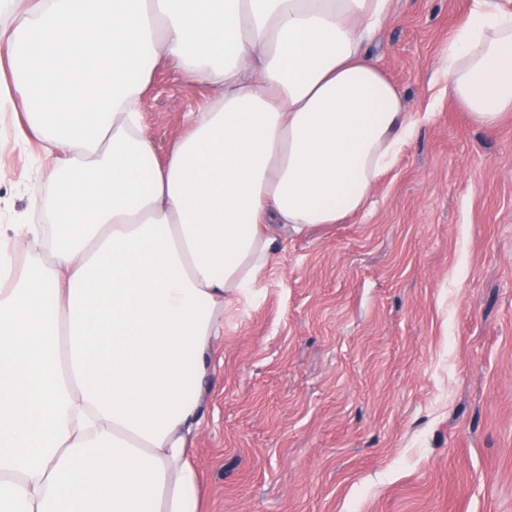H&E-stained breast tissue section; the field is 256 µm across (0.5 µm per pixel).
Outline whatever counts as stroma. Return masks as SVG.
Instances as JSON below:
<instances>
[{
    "label": "stroma",
    "instance_id": "35a3bbf8",
    "mask_svg": "<svg viewBox=\"0 0 512 512\" xmlns=\"http://www.w3.org/2000/svg\"><path fill=\"white\" fill-rule=\"evenodd\" d=\"M472 0H392L368 57L429 118L366 208L281 244L224 318L192 435L202 512H512V115L474 126L444 54ZM162 65L158 157L218 96ZM37 143L0 112V226L41 221Z\"/></svg>",
    "mask_w": 512,
    "mask_h": 512
}]
</instances>
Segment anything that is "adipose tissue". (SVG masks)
Returning <instances> with one entry per match:
<instances>
[{"label":"adipose tissue","mask_w":512,"mask_h":512,"mask_svg":"<svg viewBox=\"0 0 512 512\" xmlns=\"http://www.w3.org/2000/svg\"><path fill=\"white\" fill-rule=\"evenodd\" d=\"M0 71L53 190L0 234V512H200L190 446L224 315L281 238L364 209L416 118L364 47L390 0H18ZM219 86L158 158L159 64ZM448 96L512 113V12L475 0Z\"/></svg>","instance_id":"1"}]
</instances>
